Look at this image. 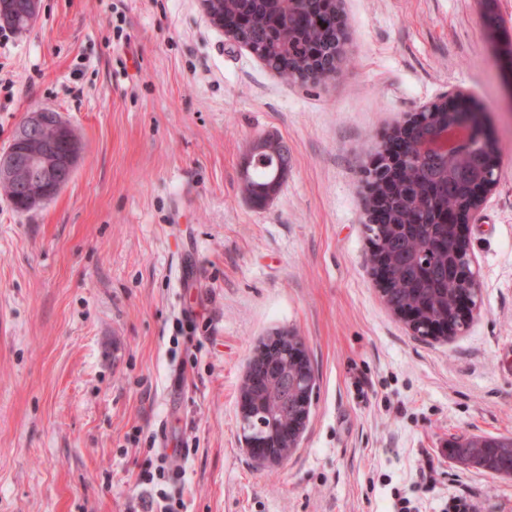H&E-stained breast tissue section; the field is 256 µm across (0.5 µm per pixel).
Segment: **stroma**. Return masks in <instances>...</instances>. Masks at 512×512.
<instances>
[{
  "label": "stroma",
  "instance_id": "35a3bbf8",
  "mask_svg": "<svg viewBox=\"0 0 512 512\" xmlns=\"http://www.w3.org/2000/svg\"><path fill=\"white\" fill-rule=\"evenodd\" d=\"M341 9L348 63L321 85L270 71L202 0H41L29 31L0 34V149L39 108L82 142L49 203L21 214L0 191V512H145L140 477L164 455L185 471L183 512H394L402 497L512 512V477L446 453L512 437V96L484 6ZM457 88L489 115L498 184L466 226L480 311L445 342L382 300L362 171ZM265 137L290 161L257 206L243 183ZM278 330L302 337L316 387L297 448L264 465L239 401Z\"/></svg>",
  "mask_w": 512,
  "mask_h": 512
}]
</instances>
